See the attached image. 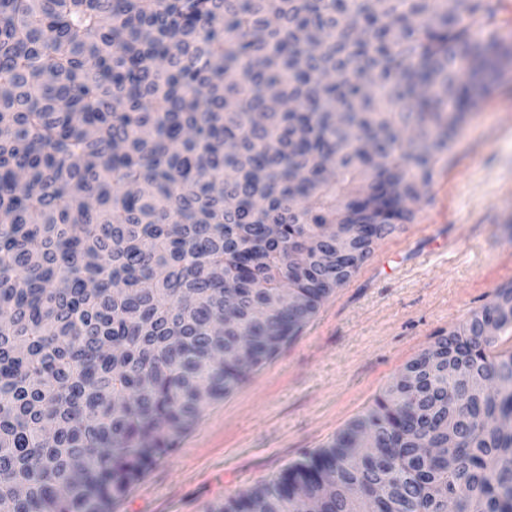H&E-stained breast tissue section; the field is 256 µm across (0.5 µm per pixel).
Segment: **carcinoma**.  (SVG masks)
<instances>
[{"instance_id": "obj_1", "label": "carcinoma", "mask_w": 512, "mask_h": 512, "mask_svg": "<svg viewBox=\"0 0 512 512\" xmlns=\"http://www.w3.org/2000/svg\"><path fill=\"white\" fill-rule=\"evenodd\" d=\"M494 0H0V512H112L415 218L512 48ZM354 251L322 268L330 224ZM277 225L269 238L268 225ZM292 285L297 306L278 303ZM512 333V289L493 305ZM475 314L448 341L501 375ZM389 386L329 446L213 512H512V388ZM375 434L356 461L351 440ZM419 434L451 443L422 458Z\"/></svg>"}]
</instances>
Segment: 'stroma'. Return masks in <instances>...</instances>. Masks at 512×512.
Instances as JSON below:
<instances>
[{
    "label": "stroma",
    "instance_id": "1",
    "mask_svg": "<svg viewBox=\"0 0 512 512\" xmlns=\"http://www.w3.org/2000/svg\"><path fill=\"white\" fill-rule=\"evenodd\" d=\"M512 288V68L467 114L413 223L271 360L204 407L113 512H213L329 445L435 341Z\"/></svg>",
    "mask_w": 512,
    "mask_h": 512
}]
</instances>
